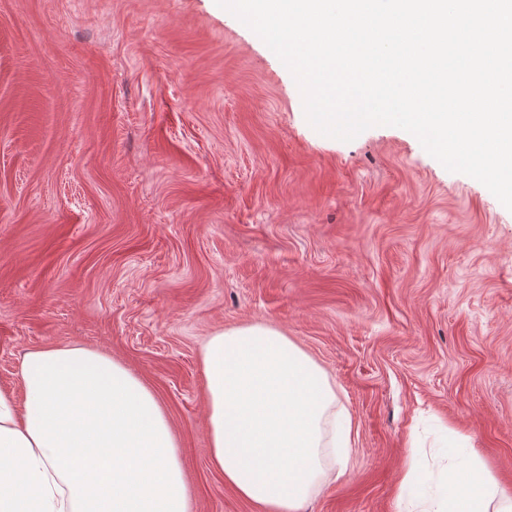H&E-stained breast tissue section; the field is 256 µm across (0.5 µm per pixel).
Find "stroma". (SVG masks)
Returning a JSON list of instances; mask_svg holds the SVG:
<instances>
[{"label": "stroma", "instance_id": "35a3bbf8", "mask_svg": "<svg viewBox=\"0 0 512 512\" xmlns=\"http://www.w3.org/2000/svg\"><path fill=\"white\" fill-rule=\"evenodd\" d=\"M271 323L353 423L306 512L398 499L470 438L512 492V211L403 130L306 120L264 42L215 0H0V388L79 344L167 411L194 512H256L209 462L200 351Z\"/></svg>", "mask_w": 512, "mask_h": 512}]
</instances>
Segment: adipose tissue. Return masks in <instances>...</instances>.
<instances>
[{"label": "adipose tissue", "instance_id": "obj_1", "mask_svg": "<svg viewBox=\"0 0 512 512\" xmlns=\"http://www.w3.org/2000/svg\"><path fill=\"white\" fill-rule=\"evenodd\" d=\"M212 467L257 512H303L352 423L323 369L272 324H244L201 349ZM23 398L0 389V512H189L177 441L155 396L120 362L83 346L26 352ZM479 464L449 478L433 512L489 504Z\"/></svg>", "mask_w": 512, "mask_h": 512}]
</instances>
